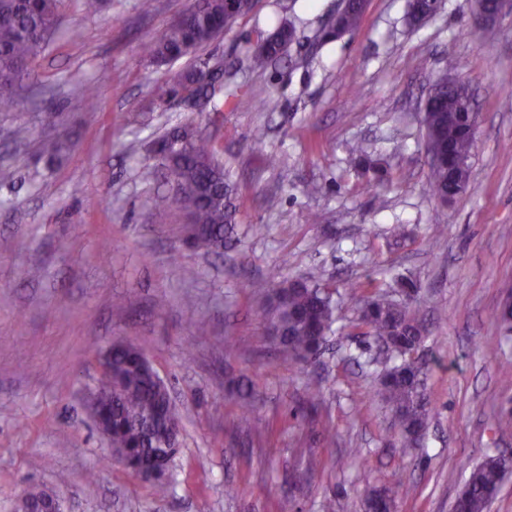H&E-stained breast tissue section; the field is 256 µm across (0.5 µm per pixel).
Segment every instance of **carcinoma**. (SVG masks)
Masks as SVG:
<instances>
[{"instance_id":"1","label":"carcinoma","mask_w":512,"mask_h":512,"mask_svg":"<svg viewBox=\"0 0 512 512\" xmlns=\"http://www.w3.org/2000/svg\"><path fill=\"white\" fill-rule=\"evenodd\" d=\"M253 0H238L235 14L224 10V0H194L192 6L173 22L154 43L143 46L142 53L154 63H171L195 53L213 42L236 19L248 13ZM60 0H0V112L11 111L18 102L21 83L29 76L27 67L54 34L59 23ZM363 9L350 0L341 12L339 24L347 32L357 30ZM272 49L265 42L253 47L249 68L264 69L272 58L286 52L294 40V29ZM209 58L198 57L194 64L170 73L169 90L189 89L192 94L213 104L218 112L224 95V79L206 76ZM466 90L448 84V75L436 77L422 105L427 128L426 147L437 154L451 155L463 166L451 172L448 163L430 164L426 186L436 198H454L469 188V160L473 137L464 112ZM178 137L185 145L184 155L164 158L171 167L173 200L197 231L194 246L216 251L235 230L232 224L233 202L229 196L224 164L215 156L209 140L196 134L190 125L178 127L158 139L166 147ZM360 322L365 335L391 349L392 366L383 373L378 396L390 408L400 430V447L418 445L432 418V408L423 393L427 380L425 366L412 356L424 338L419 310L387 295L373 292L363 297ZM336 301L317 276L283 279L278 287L265 290L262 315L274 331L280 354L300 362L320 356L337 321ZM145 352L125 341L112 351L114 390L112 400L101 401L110 425L112 454L151 461L164 449L169 425H180L178 409L168 404L161 387L143 367ZM498 457H487L474 466L458 501L462 512H487L504 471L511 467Z\"/></svg>"}]
</instances>
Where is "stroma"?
I'll use <instances>...</instances> for the list:
<instances>
[{"label":"stroma","mask_w":512,"mask_h":512,"mask_svg":"<svg viewBox=\"0 0 512 512\" xmlns=\"http://www.w3.org/2000/svg\"><path fill=\"white\" fill-rule=\"evenodd\" d=\"M193 2L102 0L89 14L62 0L60 29L31 63V92L0 112V512L33 488L62 493L65 512H324L328 499L334 512H363L374 489L392 491L398 512H453L476 463L512 457V434L495 432L512 407L498 384L512 369V335L492 321L512 285V152L500 149L512 142V110L500 105L512 92V13L474 41L472 0H439L419 24L408 0H368L360 29L326 42L341 0H253L205 48L223 58L224 88L240 100L198 112L162 96L171 68L190 58L141 59ZM285 24L297 35L289 50L248 69L257 32ZM442 73L475 87L480 116L470 188L445 204L426 190L420 112ZM46 104L61 126H46ZM184 124L211 141L245 198L217 253L186 245V216L147 149ZM56 136L62 151L44 152ZM360 148L388 184L368 187ZM146 166L153 181L139 176ZM175 259L196 277L180 278ZM313 271L335 288L338 320L319 359L285 360L250 283ZM405 279L418 286L435 416L404 451L375 396L380 351L358 315L361 288L390 293ZM116 339L143 348L180 411L163 497L112 460L86 407L97 355ZM240 375L254 390L242 425L228 390Z\"/></svg>","instance_id":"obj_1"}]
</instances>
